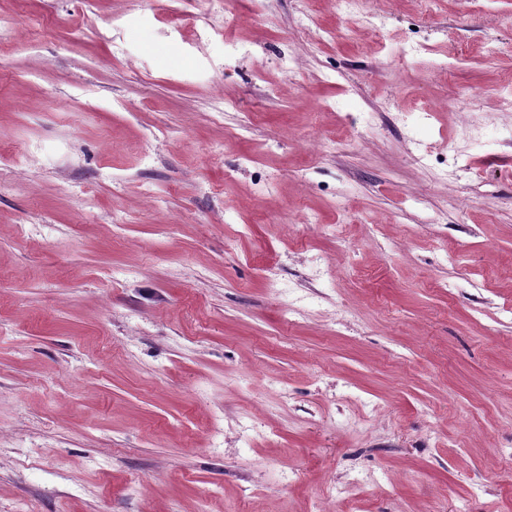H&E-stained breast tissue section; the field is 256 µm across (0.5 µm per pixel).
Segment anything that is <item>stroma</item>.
<instances>
[{
  "instance_id": "stroma-1",
  "label": "stroma",
  "mask_w": 512,
  "mask_h": 512,
  "mask_svg": "<svg viewBox=\"0 0 512 512\" xmlns=\"http://www.w3.org/2000/svg\"><path fill=\"white\" fill-rule=\"evenodd\" d=\"M363 8L0 0V512H512V0Z\"/></svg>"
}]
</instances>
